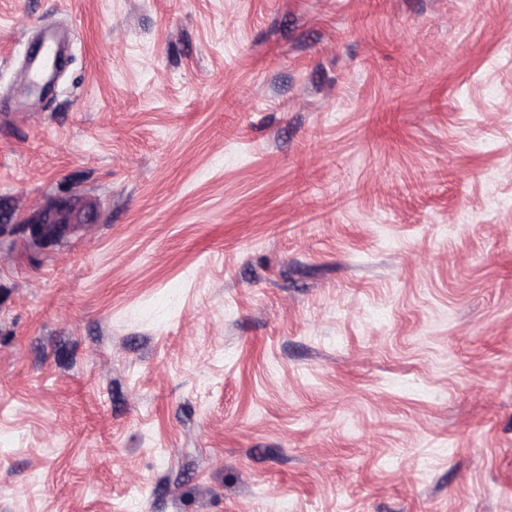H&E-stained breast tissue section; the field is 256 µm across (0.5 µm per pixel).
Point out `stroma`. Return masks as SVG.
Instances as JSON below:
<instances>
[{
  "label": "stroma",
  "mask_w": 512,
  "mask_h": 512,
  "mask_svg": "<svg viewBox=\"0 0 512 512\" xmlns=\"http://www.w3.org/2000/svg\"><path fill=\"white\" fill-rule=\"evenodd\" d=\"M0 512H512V0H0ZM65 210L66 203H62L55 213L40 212L28 224L30 234L37 238H50L64 231L69 224L62 216Z\"/></svg>",
  "instance_id": "35a3bbf8"
}]
</instances>
